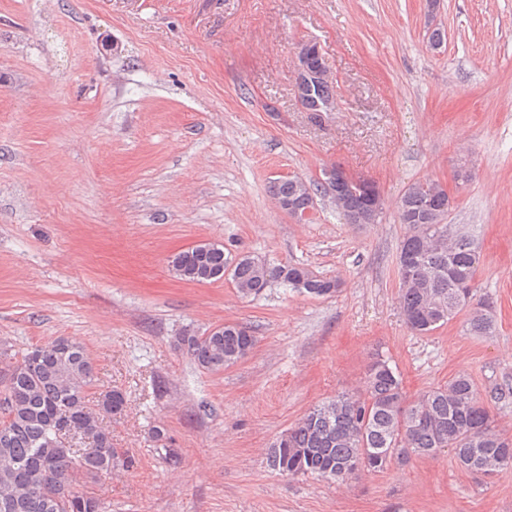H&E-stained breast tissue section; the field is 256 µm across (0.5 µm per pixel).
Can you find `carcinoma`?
Here are the masks:
<instances>
[{"label":"carcinoma","instance_id":"1","mask_svg":"<svg viewBox=\"0 0 512 512\" xmlns=\"http://www.w3.org/2000/svg\"><path fill=\"white\" fill-rule=\"evenodd\" d=\"M370 180L343 179L324 185L299 177L271 186L289 214L314 207L317 194L331 197L347 224H374L382 210ZM448 190L432 180L413 183L398 206L408 226L399 265L400 308L407 327L428 333L468 312L470 333L495 330L494 310L476 285L478 239L466 224H445ZM182 279L210 283L229 276L243 297L260 294L273 279L293 291L332 296L341 287L300 263L271 267L251 255L231 256L224 245L205 242L171 260ZM257 336L251 327L226 323L201 335L179 337V347L200 367L219 371L246 357ZM95 368L85 347L67 337L22 352L0 349V512H105L90 493L70 495L64 487L81 478L111 474L115 451L104 419L122 413L117 389L99 393L90 407L87 391ZM477 477L512 468V435L499 430L473 381L459 375L410 400L388 359L371 354L360 392H339L311 408L269 447L272 465L288 476L314 475L343 482L350 464L381 471L392 463L433 458L442 450Z\"/></svg>","mask_w":512,"mask_h":512}]
</instances>
